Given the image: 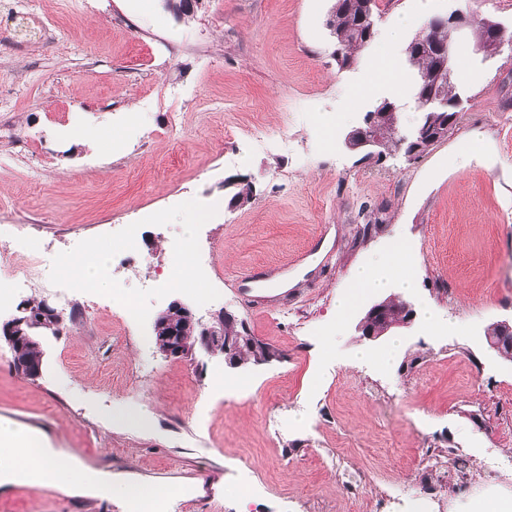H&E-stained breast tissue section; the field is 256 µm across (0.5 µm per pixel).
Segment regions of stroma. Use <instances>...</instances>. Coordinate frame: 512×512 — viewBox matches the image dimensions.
I'll return each instance as SVG.
<instances>
[{
	"label": "stroma",
	"instance_id": "obj_1",
	"mask_svg": "<svg viewBox=\"0 0 512 512\" xmlns=\"http://www.w3.org/2000/svg\"><path fill=\"white\" fill-rule=\"evenodd\" d=\"M333 4L205 0L184 23L161 0H0V225H38L71 256L87 237L125 255L138 225L157 280L177 275L184 238L208 253L189 260L206 271L192 287L138 291L137 322L112 286L73 297L80 318L41 336L38 378L0 344V419L102 475L58 487L16 469L0 512H129L115 484L164 489L167 512H465L469 497L512 494V470L488 467L512 458V361L484 338L512 319V49L462 47L464 109L429 152L365 161L342 144L380 98L399 101L402 127L417 118L405 15L462 8L512 27V0H379L375 38L344 70ZM32 15L53 39L20 33ZM396 240L418 318L384 367L386 340L356 329L375 295L342 322L336 297ZM281 265L290 287L250 282ZM175 300L203 318L227 309L278 360L165 357L152 325ZM367 345L374 357L358 358Z\"/></svg>",
	"mask_w": 512,
	"mask_h": 512
}]
</instances>
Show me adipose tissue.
Instances as JSON below:
<instances>
[{
    "label": "adipose tissue",
    "mask_w": 512,
    "mask_h": 512,
    "mask_svg": "<svg viewBox=\"0 0 512 512\" xmlns=\"http://www.w3.org/2000/svg\"><path fill=\"white\" fill-rule=\"evenodd\" d=\"M391 284L401 288L406 295L414 288V277L398 254L390 255L385 268L373 265L358 268L353 291L341 294L337 299V320H344L353 310L357 293L377 292ZM23 466L40 469L44 478L50 481L89 484L97 477L96 471L74 466L50 453L38 437L0 421V475Z\"/></svg>",
    "instance_id": "1"
}]
</instances>
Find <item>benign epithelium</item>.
I'll use <instances>...</instances> for the list:
<instances>
[{"mask_svg": "<svg viewBox=\"0 0 512 512\" xmlns=\"http://www.w3.org/2000/svg\"><path fill=\"white\" fill-rule=\"evenodd\" d=\"M436 25L446 27L454 33V36L437 47L438 53L442 56L439 70V73L442 74L446 72L449 63L457 56L461 47L467 43L465 15L459 10L454 11L446 17L438 18ZM381 118L380 108L374 106L368 110L361 123L345 133V147L352 152L361 154L366 159L378 157L383 142L378 125ZM224 313L226 310L221 309L211 313L206 320L197 318L200 336L196 339L193 347L186 345L182 337L178 336L175 328L153 323V331L158 334L159 351L170 358H187L193 356L196 348L199 347L208 354L224 356V364L227 368H239L238 361L232 358V354L238 346V338L224 330ZM398 313L400 318L394 321L390 320L388 301H377L369 307L358 322L356 329L365 339L375 342L389 332L411 324L415 319V311L412 305L406 301L403 302ZM36 326L37 320L29 315V307L21 304L17 307V314L0 324V340L11 346L15 339L25 335L26 330ZM501 331L502 334L499 336L498 342L495 343L492 338H487L489 346L500 354L503 353V346L512 345V323L502 322ZM278 358L280 355L265 343L260 341L254 344L253 364L262 365Z\"/></svg>", "mask_w": 512, "mask_h": 512, "instance_id": "obj_1", "label": "benign epithelium"}]
</instances>
